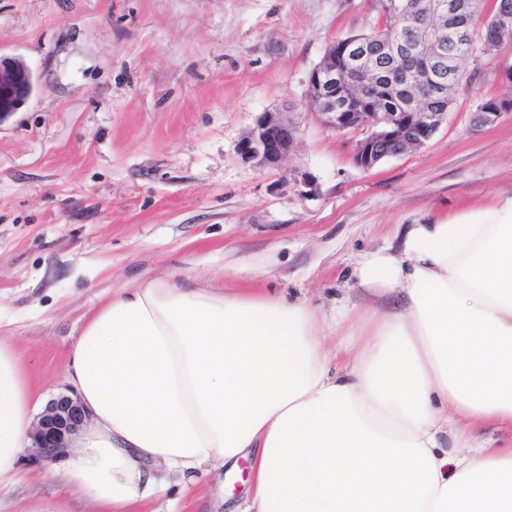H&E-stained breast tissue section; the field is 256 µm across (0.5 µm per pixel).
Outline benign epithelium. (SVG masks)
<instances>
[{
    "instance_id": "1",
    "label": "benign epithelium",
    "mask_w": 512,
    "mask_h": 512,
    "mask_svg": "<svg viewBox=\"0 0 512 512\" xmlns=\"http://www.w3.org/2000/svg\"><path fill=\"white\" fill-rule=\"evenodd\" d=\"M394 12L411 16L420 10H439L436 0H402L392 5ZM458 30L439 32L430 38L426 77L420 85V96L441 93V72L447 62V43L455 40ZM415 32L404 31L388 45L389 52L402 57L413 52ZM372 53L358 41L344 43L326 64L313 69L309 76V102L322 123L343 132L362 129L365 136L357 141L354 162L370 170L382 160L404 153L409 147L429 142L445 122V112H416L413 103L398 102L397 112H355V102L346 92L349 83L370 71ZM22 90L21 76L12 60L0 58V97ZM512 105L498 104L486 112L473 113L472 120L482 128L498 121L503 111ZM297 137L291 123L269 115L262 116L238 143L237 152L246 162L262 168H277L288 163ZM87 415L81 402L61 394L52 399L31 431L30 439L36 459L56 462L63 459V449L69 436L86 423Z\"/></svg>"
}]
</instances>
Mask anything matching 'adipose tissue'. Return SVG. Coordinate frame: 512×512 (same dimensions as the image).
<instances>
[{
	"label": "adipose tissue",
	"mask_w": 512,
	"mask_h": 512,
	"mask_svg": "<svg viewBox=\"0 0 512 512\" xmlns=\"http://www.w3.org/2000/svg\"><path fill=\"white\" fill-rule=\"evenodd\" d=\"M150 278L83 322L64 371L90 423L73 492L142 512L248 459L234 512H512V195L367 252L331 318L244 287ZM44 396L0 339V486ZM163 499V498H162Z\"/></svg>",
	"instance_id": "obj_1"
}]
</instances>
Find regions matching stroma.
Listing matches in <instances>:
<instances>
[{
  "label": "stroma",
  "mask_w": 512,
  "mask_h": 512,
  "mask_svg": "<svg viewBox=\"0 0 512 512\" xmlns=\"http://www.w3.org/2000/svg\"><path fill=\"white\" fill-rule=\"evenodd\" d=\"M368 0H0V56L36 88L0 121V338L46 399L69 393L63 369L85 315L137 279L220 286L221 270L261 269L251 285L321 310L351 295L350 271L406 225L484 207L512 193V112L476 129L487 98H512V45L475 53L423 147L370 170L361 131L326 127L309 75L338 39L379 28ZM291 121L287 165L243 161L263 114ZM0 512H94L69 490L65 462L20 457ZM247 462L170 486L189 512H227Z\"/></svg>",
  "instance_id": "1"
}]
</instances>
